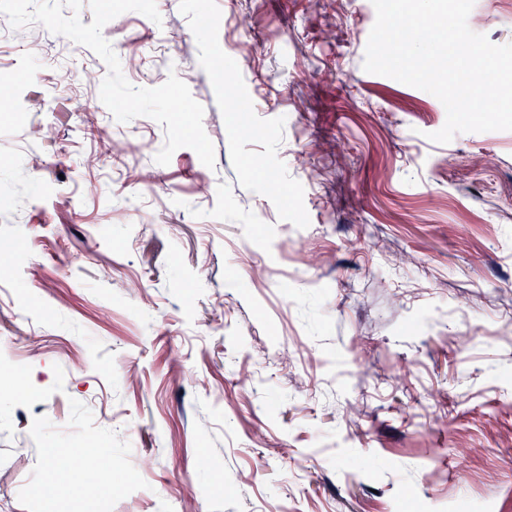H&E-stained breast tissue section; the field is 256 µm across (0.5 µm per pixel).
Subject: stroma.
Returning <instances> with one entry per match:
<instances>
[{"mask_svg": "<svg viewBox=\"0 0 512 512\" xmlns=\"http://www.w3.org/2000/svg\"><path fill=\"white\" fill-rule=\"evenodd\" d=\"M156 3L103 35L187 84L214 168L156 163L89 48L0 39V512H512V131L430 141L443 104L363 69L371 0ZM471 15L512 43V0ZM90 445L111 492L45 504Z\"/></svg>", "mask_w": 512, "mask_h": 512, "instance_id": "obj_1", "label": "stroma"}]
</instances>
